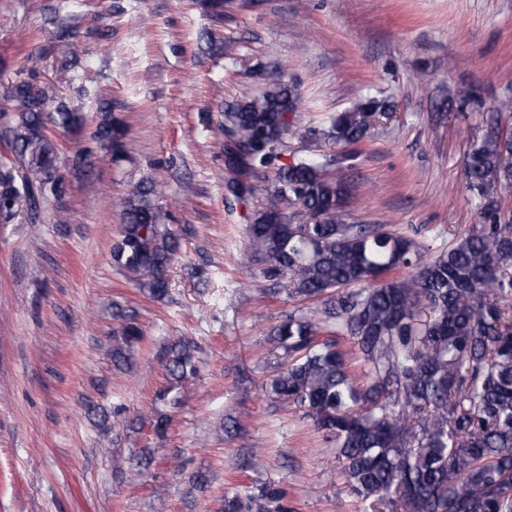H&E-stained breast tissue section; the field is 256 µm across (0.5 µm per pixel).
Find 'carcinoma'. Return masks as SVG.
Masks as SVG:
<instances>
[{
	"label": "carcinoma",
	"mask_w": 512,
	"mask_h": 512,
	"mask_svg": "<svg viewBox=\"0 0 512 512\" xmlns=\"http://www.w3.org/2000/svg\"><path fill=\"white\" fill-rule=\"evenodd\" d=\"M266 89L224 110L216 142L228 177L224 193L245 201L261 194L265 208L247 228L266 280L292 299H316L314 315L289 314L270 332L286 361L269 388L282 404L305 410L332 443L351 490L380 512H512V209L500 192L512 188V131L493 126L466 163L480 229L429 260L408 236L377 224L343 220L348 190L335 179L336 155L322 151L364 140L371 122L392 111L367 98L336 114L328 128L293 127L299 103L284 72L266 75ZM0 123V223L20 203L64 191L59 147L51 130L78 131L83 112L68 106L23 67L3 89ZM313 146L308 158L280 161L288 134ZM91 137L113 159L123 153L122 128L102 109ZM300 206L302 221L287 212ZM151 184L125 199L112 264L153 299L168 294V266L180 238L160 223ZM406 269L408 275L394 276ZM120 325L112 359L127 364L142 340L135 314L112 311ZM352 338L361 375L340 349ZM199 346L179 338L164 350L176 388L195 377ZM223 512H292L283 490L265 483L224 496Z\"/></svg>",
	"instance_id": "1"
}]
</instances>
